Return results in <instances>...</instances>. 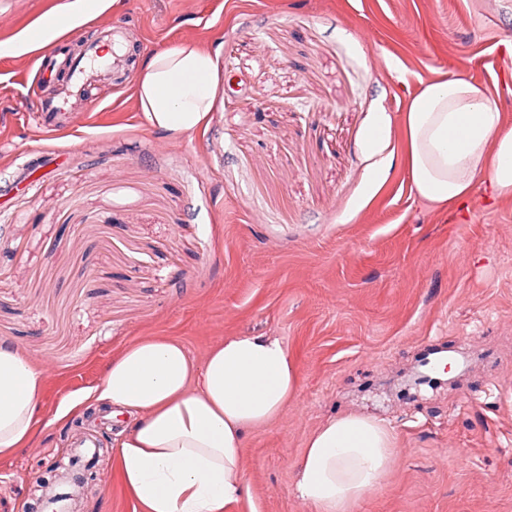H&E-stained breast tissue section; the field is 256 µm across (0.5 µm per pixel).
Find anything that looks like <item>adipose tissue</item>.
I'll use <instances>...</instances> for the list:
<instances>
[{"label":"adipose tissue","instance_id":"obj_1","mask_svg":"<svg viewBox=\"0 0 512 512\" xmlns=\"http://www.w3.org/2000/svg\"><path fill=\"white\" fill-rule=\"evenodd\" d=\"M118 0H59L51 14L16 33L6 50L38 53L66 40ZM219 79L216 55L192 42L144 61L135 94L147 124L180 136L206 126ZM404 161L414 189L431 203L464 207L478 175L512 197V126L487 88L463 77L429 85L404 117ZM46 369L0 340V456L29 440ZM301 373L280 338L225 337L195 361L167 336L138 339L107 365L94 400L126 412L115 441L121 482L140 512H226L247 495L242 465L249 434L281 419ZM393 430L346 414L307 440L294 490L313 512H357L396 463Z\"/></svg>","mask_w":512,"mask_h":512}]
</instances>
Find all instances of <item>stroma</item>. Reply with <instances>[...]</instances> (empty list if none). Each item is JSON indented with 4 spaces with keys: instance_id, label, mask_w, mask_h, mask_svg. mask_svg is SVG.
Segmentation results:
<instances>
[{
    "instance_id": "35a3bbf8",
    "label": "stroma",
    "mask_w": 512,
    "mask_h": 512,
    "mask_svg": "<svg viewBox=\"0 0 512 512\" xmlns=\"http://www.w3.org/2000/svg\"><path fill=\"white\" fill-rule=\"evenodd\" d=\"M58 0H0V43ZM131 21L132 60L215 52L207 128L145 122L133 80L100 84L74 127L30 116L39 57L0 53V340L45 363L31 438L0 457V512L68 460L106 365L145 336L203 359L280 337L302 371L285 416L246 439L230 512H311L294 491L335 415L386 422L397 463L358 512H512V198L422 199L399 160L425 86L465 76L512 125V0H122L61 43ZM388 117L362 146L374 113ZM84 512H136L116 429Z\"/></svg>"
}]
</instances>
